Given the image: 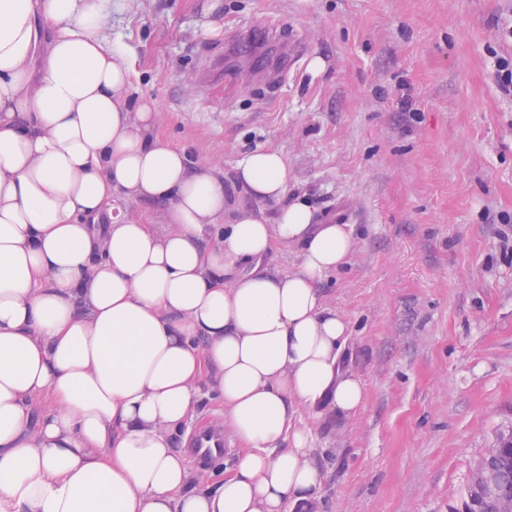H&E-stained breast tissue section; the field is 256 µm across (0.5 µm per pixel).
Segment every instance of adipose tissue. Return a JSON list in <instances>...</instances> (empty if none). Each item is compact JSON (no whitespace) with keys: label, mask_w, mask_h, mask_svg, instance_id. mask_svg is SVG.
<instances>
[{"label":"adipose tissue","mask_w":512,"mask_h":512,"mask_svg":"<svg viewBox=\"0 0 512 512\" xmlns=\"http://www.w3.org/2000/svg\"><path fill=\"white\" fill-rule=\"evenodd\" d=\"M158 123L101 0H0V512H321L299 414L364 400L322 288L353 228L287 198L272 148L234 183L279 209L234 206ZM206 393L240 450L199 483L175 437Z\"/></svg>","instance_id":"obj_1"}]
</instances>
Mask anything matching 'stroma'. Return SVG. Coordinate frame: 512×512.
I'll return each instance as SVG.
<instances>
[{"instance_id": "1", "label": "stroma", "mask_w": 512, "mask_h": 512, "mask_svg": "<svg viewBox=\"0 0 512 512\" xmlns=\"http://www.w3.org/2000/svg\"><path fill=\"white\" fill-rule=\"evenodd\" d=\"M510 16L512 0H108L106 43L167 142L228 178L277 149L288 196L354 226L324 288L365 400L348 418L302 416L323 512H460L485 449L512 432V97L495 66L512 57L497 28Z\"/></svg>"}]
</instances>
